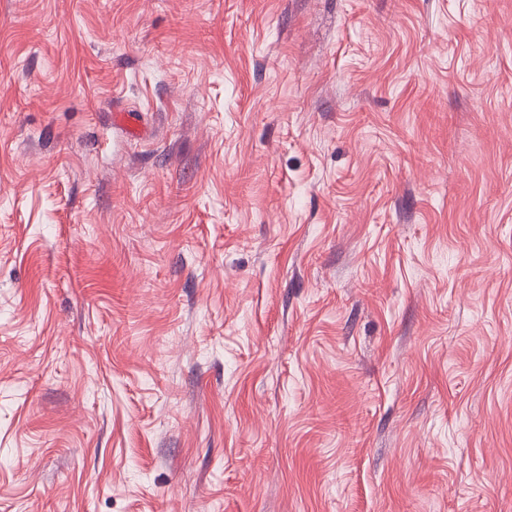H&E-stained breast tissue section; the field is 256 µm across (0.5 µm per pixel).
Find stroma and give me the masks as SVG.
Masks as SVG:
<instances>
[{"label": "stroma", "mask_w": 512, "mask_h": 512, "mask_svg": "<svg viewBox=\"0 0 512 512\" xmlns=\"http://www.w3.org/2000/svg\"><path fill=\"white\" fill-rule=\"evenodd\" d=\"M0 512H512V0H0Z\"/></svg>", "instance_id": "1"}]
</instances>
